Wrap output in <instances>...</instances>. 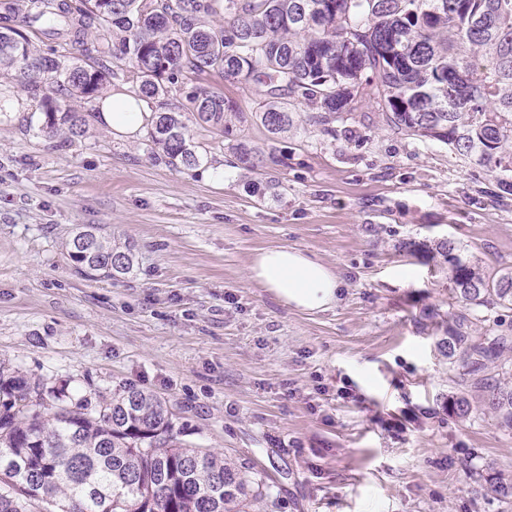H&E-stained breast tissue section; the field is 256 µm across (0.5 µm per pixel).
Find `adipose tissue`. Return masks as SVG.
<instances>
[{"label": "adipose tissue", "instance_id": "1", "mask_svg": "<svg viewBox=\"0 0 512 512\" xmlns=\"http://www.w3.org/2000/svg\"><path fill=\"white\" fill-rule=\"evenodd\" d=\"M151 109L124 95H106L100 105V125L122 135H132L146 124ZM249 277L279 303L301 312L328 309L338 300L336 273L307 253L288 247L259 251L249 267Z\"/></svg>", "mask_w": 512, "mask_h": 512}]
</instances>
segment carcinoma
I'll use <instances>...</instances> for the list:
<instances>
[{
	"instance_id": "carcinoma-1",
	"label": "carcinoma",
	"mask_w": 512,
	"mask_h": 512,
	"mask_svg": "<svg viewBox=\"0 0 512 512\" xmlns=\"http://www.w3.org/2000/svg\"><path fill=\"white\" fill-rule=\"evenodd\" d=\"M0 0V81L41 95L40 131L81 138L105 84L131 76L134 95L155 109L148 129L155 161L176 170L201 163L189 123L228 140L231 166L286 165L276 146L296 105L336 137L333 123L360 103L420 142L474 160L512 192V0ZM224 16L216 27L211 19ZM55 44L48 54L33 45ZM216 72L253 83L264 96L255 119L270 144L230 141L240 118L223 95L185 82ZM184 94L185 109L169 107ZM76 105L63 107L55 95ZM400 248L435 262L452 305L436 346L462 367L446 410L466 421L491 413L512 429V322L474 315L512 310V270L488 274L448 240ZM68 255L87 276L130 272L134 254L98 230L77 233ZM58 402L45 407V397ZM155 394L120 385L112 396L73 398L20 370L0 371V512H250L269 496L252 467L180 439ZM493 493L512 499V479L489 468Z\"/></svg>"
}]
</instances>
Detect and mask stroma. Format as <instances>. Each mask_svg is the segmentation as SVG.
<instances>
[{"instance_id": "35a3bbf8", "label": "stroma", "mask_w": 512, "mask_h": 512, "mask_svg": "<svg viewBox=\"0 0 512 512\" xmlns=\"http://www.w3.org/2000/svg\"><path fill=\"white\" fill-rule=\"evenodd\" d=\"M5 91L25 109L0 112L1 363L76 398L159 395L183 443L266 474L268 512H512L482 479H512V430L445 411L448 285L400 247L448 239L512 267V194L485 167L366 106L332 137L300 122L287 166L262 174L191 125L224 168L215 185L156 162L143 133L48 136L39 99ZM90 225L133 248L128 274L74 268L66 244ZM280 246L335 271L336 306L297 312L250 281L253 256Z\"/></svg>"}]
</instances>
